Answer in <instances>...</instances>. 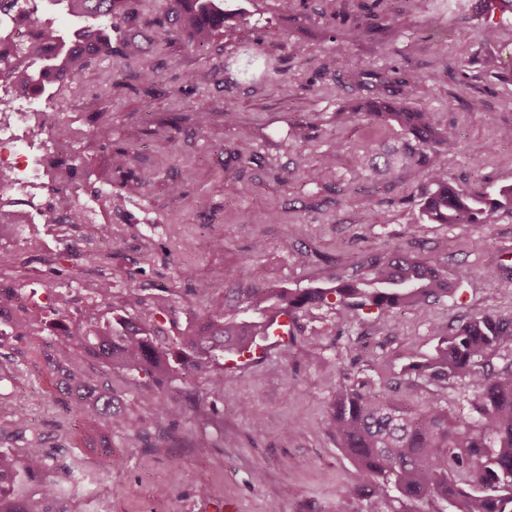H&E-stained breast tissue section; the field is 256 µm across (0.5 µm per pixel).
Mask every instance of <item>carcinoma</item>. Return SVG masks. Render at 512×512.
Returning <instances> with one entry per match:
<instances>
[{
	"label": "carcinoma",
	"mask_w": 512,
	"mask_h": 512,
	"mask_svg": "<svg viewBox=\"0 0 512 512\" xmlns=\"http://www.w3.org/2000/svg\"><path fill=\"white\" fill-rule=\"evenodd\" d=\"M80 26L65 34L51 24L41 25L47 53L33 55L18 71V80L38 97L52 98L74 82L94 58L112 57V31L130 20L128 0H51ZM196 49L207 46L216 31L246 17V9L233 11L224 0H173L167 10ZM29 54L13 35L0 36V61L10 62ZM373 122L400 130L402 146L391 151L385 169L398 179L413 182L429 176L431 189L422 209L437 224H497L512 218V185H459L448 179V152L458 145L456 130L438 124L433 112L415 110L403 102L374 97L360 105ZM129 149L112 154V166L122 173L119 190L138 196L156 177L152 171H135ZM458 277L438 257L425 262L401 253L372 256L350 275H336L333 288H252L244 302L272 316L295 319L299 312L319 305L336 308L337 317L375 314L394 318L403 307L426 308L458 290ZM198 326L166 343L159 325L147 327L131 317L95 313L93 321L74 324L58 308L60 343L75 366L99 365L111 371L144 376L159 388L194 374H211L214 389L235 378L236 368L219 363L237 357L267 336L271 320L228 317L224 296L209 292ZM15 339L35 351L48 322L43 315L26 313L14 318ZM437 345L424 359L403 365L401 376L425 386L444 388L459 384L471 389L472 421L456 426L448 411L435 405L424 410L406 402L381 398L362 386L344 381L336 385L328 427L338 447L356 467L357 481L348 495L367 501L366 512L382 502L387 512H512V317L473 316L446 330L435 324ZM61 392L73 398L72 415L79 419L108 417L120 423L112 410V389L102 388L82 372L63 375ZM23 440L21 454L0 452V512H41L28 501L4 493L18 478L40 479L42 501L58 498L61 485L47 477L51 465L36 438L26 437L21 418L0 421V440Z\"/></svg>",
	"instance_id": "obj_1"
}]
</instances>
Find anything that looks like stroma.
Segmentation results:
<instances>
[{"instance_id":"1","label":"stroma","mask_w":512,"mask_h":512,"mask_svg":"<svg viewBox=\"0 0 512 512\" xmlns=\"http://www.w3.org/2000/svg\"><path fill=\"white\" fill-rule=\"evenodd\" d=\"M238 2L246 20L217 31L199 51L166 23V0H130L140 56H124V34L113 33L111 59L88 65L75 90L57 94L53 105L76 128L112 122L111 142L87 138L77 147L81 196L94 198L119 181L111 157L120 146L156 178L140 196L99 207V219L112 223V241L96 253L76 251L90 234L84 226L66 225L65 238L41 252L4 234L0 244L15 263L0 281L66 288L79 278H108L114 309L135 292L143 301L140 320H156L174 337L195 321L201 280L233 310L246 289L329 288L336 273L392 252L442 258L449 275L463 269L468 278L458 299L404 309L391 320L343 322L333 308L306 309L287 343L240 364L221 390L199 374L158 391L148 405L144 379L99 375L112 384L119 425L73 417L45 358L25 354L0 375V418L25 402L28 436L39 439L52 466L74 468L54 512H225L228 501L236 512H362L363 502L346 495L354 467L327 426L337 382L369 380L384 365L378 394L418 409L440 405L464 425L467 391L409 385L398 373L412 357L432 352L433 324L512 317V275L503 272L512 268V218L427 221L421 202L428 176L413 183L380 178L358 163L365 145L393 147L398 134L358 113L336 118L359 97L410 85V104L434 111L458 133L448 154L450 179L512 184V139L504 135L512 129V16L501 17L499 37L488 43L478 36L493 20L483 0H386L385 20L355 37L351 21L372 0H295L287 13L281 0ZM248 51L264 55L269 75L239 76ZM297 124L306 126V138L290 137ZM243 127L250 134L244 142ZM241 153L252 158L244 179L225 178ZM327 155L336 159L330 173L322 166ZM293 168L297 177L281 183ZM216 236L223 249L211 247ZM258 239L265 242L260 254L252 249ZM184 240L194 244L191 256L180 251ZM188 264L191 279L182 274ZM244 401L247 416L239 411ZM165 402L180 405L183 417L165 415Z\"/></svg>"}]
</instances>
